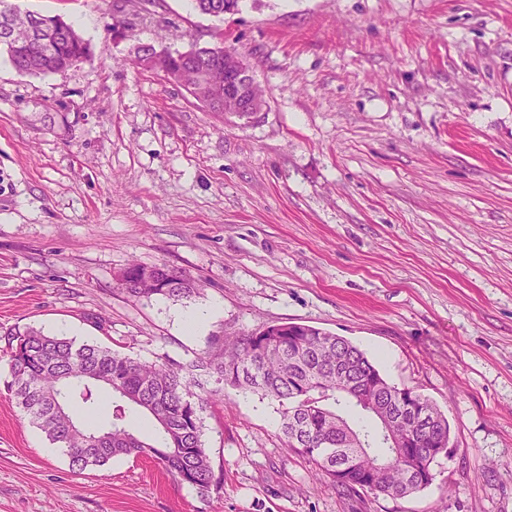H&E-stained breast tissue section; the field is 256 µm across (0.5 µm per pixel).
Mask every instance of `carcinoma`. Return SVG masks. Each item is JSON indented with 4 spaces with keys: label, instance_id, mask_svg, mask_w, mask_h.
I'll return each instance as SVG.
<instances>
[{
    "label": "carcinoma",
    "instance_id": "obj_1",
    "mask_svg": "<svg viewBox=\"0 0 512 512\" xmlns=\"http://www.w3.org/2000/svg\"><path fill=\"white\" fill-rule=\"evenodd\" d=\"M51 29L49 41L35 50L21 41L0 40V55L21 75L57 73L63 63L86 60L88 44L73 25L57 16L36 14ZM149 69L192 79L199 74L220 83L224 65L175 52L151 60ZM120 289L138 298L179 301L199 293L195 280L164 263H129ZM310 335L209 337L204 351L188 363L168 357L154 361L132 358L118 349L79 343L63 335L26 327L7 333L1 360L8 366L7 390L17 405L79 471L101 468L117 457L151 458L177 481L207 494L218 488L211 458L204 446L203 412L216 392L195 380L204 371L235 390L251 391L281 407L280 432L285 449L305 458L312 477L345 497L403 498L430 483L405 480L406 457H429L450 438L448 418L436 403L416 393L428 415L412 420L401 415L393 397L401 387L390 382L366 353L349 339L308 327ZM388 407L401 430L414 434L411 444L390 446L380 420L366 407ZM360 409L372 425H359L349 411ZM107 424L94 425L100 410ZM139 409L152 416L154 438L133 431L127 412ZM361 443L359 463L349 465Z\"/></svg>",
    "mask_w": 512,
    "mask_h": 512
}]
</instances>
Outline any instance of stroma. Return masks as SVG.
Returning <instances> with one entry per match:
<instances>
[{
    "instance_id": "stroma-1",
    "label": "stroma",
    "mask_w": 512,
    "mask_h": 512,
    "mask_svg": "<svg viewBox=\"0 0 512 512\" xmlns=\"http://www.w3.org/2000/svg\"><path fill=\"white\" fill-rule=\"evenodd\" d=\"M61 16L90 56L19 75L0 58V351L77 331L181 362L273 322L348 338L438 404L449 457L411 496L346 499L283 447L277 402L225 389L204 414L221 489L130 457L72 469L0 362V512H512V0H241L224 18L153 0H12ZM223 42L265 92L222 118L139 46ZM199 280L124 294L130 261ZM221 310L203 335L179 314Z\"/></svg>"
}]
</instances>
